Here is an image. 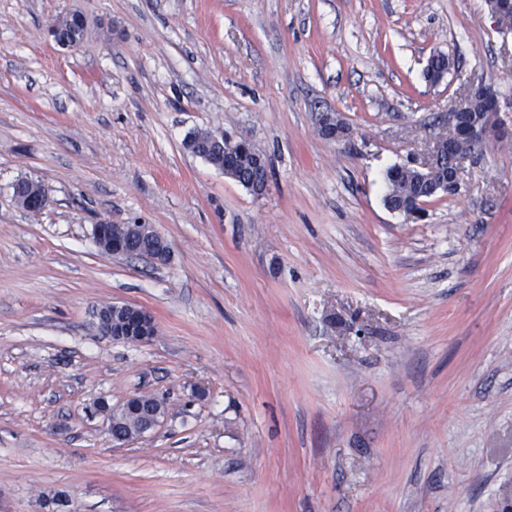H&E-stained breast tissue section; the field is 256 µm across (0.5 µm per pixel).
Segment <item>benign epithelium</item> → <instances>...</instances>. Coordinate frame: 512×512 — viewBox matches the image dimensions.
Wrapping results in <instances>:
<instances>
[{
  "label": "benign epithelium",
  "mask_w": 512,
  "mask_h": 512,
  "mask_svg": "<svg viewBox=\"0 0 512 512\" xmlns=\"http://www.w3.org/2000/svg\"><path fill=\"white\" fill-rule=\"evenodd\" d=\"M480 97L485 103L488 111L497 119V127L492 129L490 125L477 124L467 119L468 107L463 105L448 117V130L435 138L434 144L445 142L448 144V155L455 158L449 176L440 182L432 181L434 168L437 165L436 148L433 147L427 158L415 164L419 176L424 181L431 182V191L434 194L460 190V174L463 164L470 159V156H460L457 149L464 143H486L497 139L500 133L506 131L505 124L500 121V114L503 112V99L490 92V86L485 84L470 85L466 88L465 101L472 97ZM318 126L324 128L325 139L333 142L346 141L350 138L351 130L346 122L338 115L324 113L318 116ZM96 243L99 248L108 254L124 256L132 251L131 241H118L112 238V231L107 224H97L94 227ZM122 307L129 310L128 325L115 326L112 324V306H103L94 311V318L98 330L112 340L126 343H142L150 340L157 331L153 316L145 309L131 305L122 304Z\"/></svg>",
  "instance_id": "obj_1"
}]
</instances>
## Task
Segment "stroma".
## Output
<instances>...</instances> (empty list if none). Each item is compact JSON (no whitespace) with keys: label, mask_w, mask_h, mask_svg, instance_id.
<instances>
[{"label":"stroma","mask_w":512,"mask_h":512,"mask_svg":"<svg viewBox=\"0 0 512 512\" xmlns=\"http://www.w3.org/2000/svg\"><path fill=\"white\" fill-rule=\"evenodd\" d=\"M473 82L512 101L485 0H0V512H512V141L422 219L384 204ZM197 128L260 150L267 193ZM112 303L156 335L100 334ZM142 395L159 424L113 442L97 402ZM77 18L83 25L78 23L71 15H67L58 20V40L60 45L72 47L83 40L86 32L84 27L86 22L81 15L77 14ZM318 127H325L323 131L324 138L333 142L346 141L351 135L350 127L346 122L337 114L330 112L319 114ZM183 146L188 152L202 158L209 165L224 173L227 178L252 193L257 192V188L263 189L265 182L268 180L267 172L255 164L253 151L256 148L254 146L252 148L251 145L248 147L236 146L234 164L230 172H224V165L228 167L232 164L230 156L226 161L224 158V146H226L224 134H217L201 128L194 129L186 134ZM250 185L253 186V190L249 189ZM265 190L266 186L258 195H261ZM46 191L47 189L40 180L34 179L32 177H22L19 178L14 184L13 197L18 206H20L22 209H33L34 211L29 212H40L38 209L44 210L49 205L50 199L48 194L40 199L41 201L38 209L29 207L26 203V200L30 196H41ZM131 227L133 225L131 224ZM131 227L129 224H112V231L109 225L107 224H98L94 227V234L96 243L99 248L108 254H112L115 256H124L129 255L132 251L131 240L126 241H118L112 239L118 236H125L127 238L131 235ZM154 233L159 240V246L152 233V228H147L146 226L137 227V233L134 234L135 237H137L135 242V253L132 255L151 256L158 247L157 252L151 257L159 261H165L169 255V248L164 238L155 229ZM121 306L129 310V323L122 327H116L125 321V313L114 312L112 315V307ZM94 318L98 330L105 336H109L112 340L126 343H142L150 340L157 331L153 316L145 309L131 304H112L97 308L94 311ZM136 333L133 336V333ZM128 334V335H125Z\"/></svg>","instance_id":"obj_1"}]
</instances>
